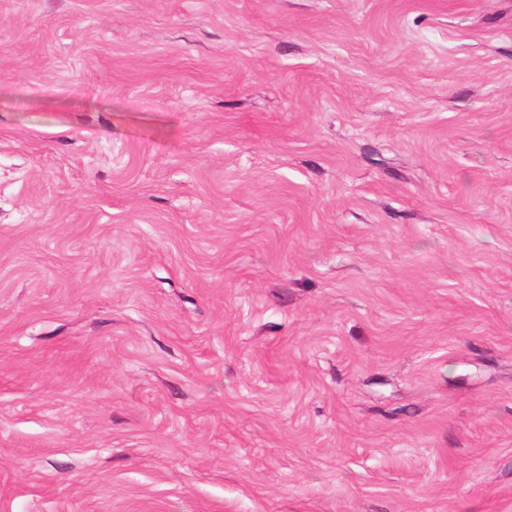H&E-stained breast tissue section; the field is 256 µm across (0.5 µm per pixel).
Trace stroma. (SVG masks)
I'll return each instance as SVG.
<instances>
[{
  "label": "stroma",
  "instance_id": "stroma-1",
  "mask_svg": "<svg viewBox=\"0 0 512 512\" xmlns=\"http://www.w3.org/2000/svg\"><path fill=\"white\" fill-rule=\"evenodd\" d=\"M0 512H512V0H0Z\"/></svg>",
  "mask_w": 512,
  "mask_h": 512
}]
</instances>
